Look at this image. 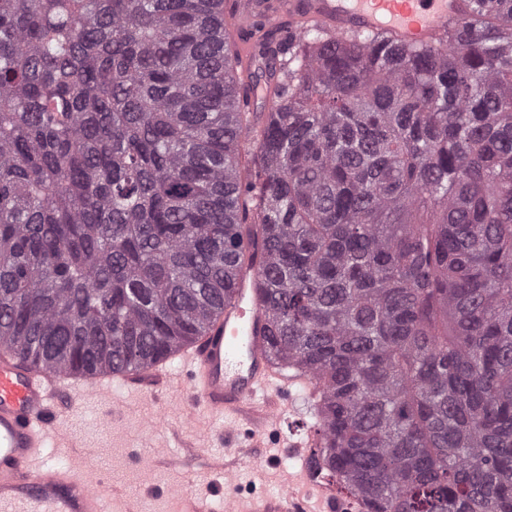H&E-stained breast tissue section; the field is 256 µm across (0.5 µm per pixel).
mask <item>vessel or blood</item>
Segmentation results:
<instances>
[{
    "label": "vessel or blood",
    "mask_w": 512,
    "mask_h": 512,
    "mask_svg": "<svg viewBox=\"0 0 512 512\" xmlns=\"http://www.w3.org/2000/svg\"><path fill=\"white\" fill-rule=\"evenodd\" d=\"M244 37L237 42L242 58H261L259 43L249 32L255 21L282 30L288 16L306 14L336 33L387 30L418 44L458 20L452 0H237ZM263 325L255 274L242 270L235 300L224 309L208 335L191 345L187 377L179 384L189 407L187 421L197 414L236 417L244 405H256L262 422L278 419L288 407L293 381L270 365L258 335ZM104 376L70 379L68 375L34 369L0 353V512H142L139 503L120 501L107 507L92 481L65 465L46 460L42 450L51 437L59 447L76 445L56 406L68 387L90 399L102 393ZM304 512H325L328 499L311 490L304 474L290 484ZM175 512H290L288 499L268 495L231 501L213 493L179 492Z\"/></svg>",
    "instance_id": "obj_1"
}]
</instances>
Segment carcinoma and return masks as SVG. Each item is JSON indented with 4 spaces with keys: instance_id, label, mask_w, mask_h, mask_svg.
Returning a JSON list of instances; mask_svg holds the SVG:
<instances>
[{
    "instance_id": "obj_1",
    "label": "carcinoma",
    "mask_w": 512,
    "mask_h": 512,
    "mask_svg": "<svg viewBox=\"0 0 512 512\" xmlns=\"http://www.w3.org/2000/svg\"><path fill=\"white\" fill-rule=\"evenodd\" d=\"M236 0H0V348L140 374L256 268L358 512H512V0L427 44ZM271 101L265 112L250 99Z\"/></svg>"
}]
</instances>
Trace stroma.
<instances>
[{"instance_id": "1", "label": "stroma", "mask_w": 512, "mask_h": 512, "mask_svg": "<svg viewBox=\"0 0 512 512\" xmlns=\"http://www.w3.org/2000/svg\"><path fill=\"white\" fill-rule=\"evenodd\" d=\"M109 405L127 410L119 425L108 426L95 404L61 400L68 423L92 444L95 459L83 465L78 452L48 445L52 461L83 467L94 484L116 490L122 499L147 503L149 512H172L171 492L184 486L188 472L208 473L211 481L224 483L228 498L272 494L282 490L300 466L293 443L313 434L317 421V396L298 389L292 406L280 425L261 429L254 411H246L238 439H224L225 421L201 417L189 426L178 396H169L168 419L164 426L146 435L142 424L156 409V399L147 385L112 384L106 395ZM153 461L151 480H143L138 459Z\"/></svg>"}]
</instances>
